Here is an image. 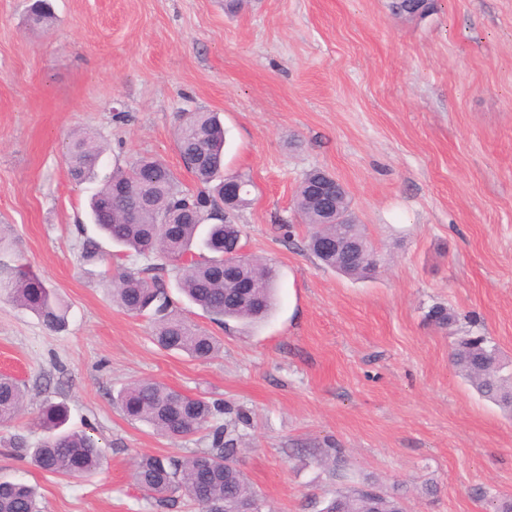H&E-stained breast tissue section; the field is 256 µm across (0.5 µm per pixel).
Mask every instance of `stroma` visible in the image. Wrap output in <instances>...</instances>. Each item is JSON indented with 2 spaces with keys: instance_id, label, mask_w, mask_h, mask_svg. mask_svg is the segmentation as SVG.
Listing matches in <instances>:
<instances>
[{
  "instance_id": "35a3bbf8",
  "label": "stroma",
  "mask_w": 512,
  "mask_h": 512,
  "mask_svg": "<svg viewBox=\"0 0 512 512\" xmlns=\"http://www.w3.org/2000/svg\"><path fill=\"white\" fill-rule=\"evenodd\" d=\"M47 33L25 0H0V267L29 264L68 306L63 331L0 295V374L26 407L0 426V479L35 487L41 512H195L159 505L134 483L140 454L183 456L206 432L157 435L117 401L153 379L229 405L221 420L264 512H322L337 492L374 486L406 512H491L512 500V417L451 361L455 335L495 342L512 369V0H437L407 20L391 0H51ZM224 124L225 175L253 183L234 213L247 254L278 274V306L254 327L219 328L188 304L167 264L174 309L220 341L198 361L158 347L147 317L112 299L116 267L81 257L78 223L113 167L165 161L183 188L181 114ZM107 146L96 181L64 160L74 132ZM321 168L346 187L378 258L351 278L323 266L294 207ZM441 304L454 332L429 323ZM93 436L98 470H38L44 401ZM346 462L344 475L331 463Z\"/></svg>"
}]
</instances>
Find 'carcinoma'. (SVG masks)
Returning <instances> with one entry per match:
<instances>
[{
    "label": "carcinoma",
    "instance_id": "cac0c4a2",
    "mask_svg": "<svg viewBox=\"0 0 512 512\" xmlns=\"http://www.w3.org/2000/svg\"><path fill=\"white\" fill-rule=\"evenodd\" d=\"M433 0H395L396 15L424 16L434 10ZM33 29L50 30L51 10L31 3L26 16ZM176 145L184 168L199 187L183 188L173 170L163 161L143 157L127 168H118L90 201V218L113 244L146 259L155 255L178 264V288L220 327L229 322L258 324L274 309L276 270L247 254L237 263L236 277L224 267V255L243 247L242 230L229 215L250 202L252 181L235 176L241 185L239 199L224 195V127L213 112H189L176 131ZM105 147L94 135L79 134L71 140L65 161L73 181L91 178ZM320 169L308 171L301 181L295 207L309 228L307 250L325 266L344 275L367 279L376 272L372 246L352 261L346 255H325L314 249L324 237L343 236L365 241L360 225L353 223L348 198L338 204L344 224H326L327 215L313 198L314 180ZM161 267L148 264L134 272L124 270L112 281V296L127 313L147 316L153 325V341L161 348L184 352L205 361L220 348L217 337L171 309L166 286L158 274ZM0 291L20 308L37 316L51 330L66 326L67 307L54 289L26 263L0 274ZM436 328L449 330L455 323L447 307L436 305L427 314ZM453 362L470 386L481 396L512 414V373L503 374L500 350L490 338L468 333L457 337ZM25 389L11 376L0 375V423L9 424L20 415ZM117 402L131 421L146 422L166 437L209 431L211 447L188 456L143 455L136 461L137 485L160 502L185 497L198 512H234L240 503L262 512V501L233 461L234 439L227 428L212 425L224 413V405L193 398L155 380L135 382L118 393ZM68 410L61 403L45 402L37 426L46 438L30 449L32 463L41 471L60 477H80L95 471L102 452L93 438L66 428ZM0 512H40L33 487L23 481L0 480ZM324 512H405L394 494L371 493L357 488L336 494Z\"/></svg>",
    "mask_w": 512,
    "mask_h": 512
}]
</instances>
